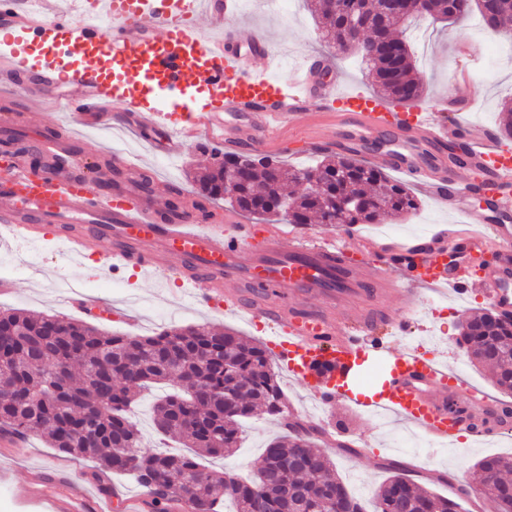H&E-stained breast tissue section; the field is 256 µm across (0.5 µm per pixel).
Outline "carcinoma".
I'll return each mask as SVG.
<instances>
[{
	"label": "carcinoma",
	"mask_w": 512,
	"mask_h": 512,
	"mask_svg": "<svg viewBox=\"0 0 512 512\" xmlns=\"http://www.w3.org/2000/svg\"><path fill=\"white\" fill-rule=\"evenodd\" d=\"M387 0H318L315 17L326 38L342 53L361 56L372 67L384 98L413 105L423 87L412 76L406 18L386 11ZM428 15L454 17L451 0H429ZM362 15L364 39H351L345 22ZM240 175L237 192L224 194V171ZM304 192L288 194V183ZM202 200L168 202L171 215L190 206L204 220L206 203L224 200L250 215L286 214L290 224H323L335 210L341 224H380L419 208L404 183L380 167L351 157L321 159L300 169L226 152L198 178ZM460 346L474 361L493 367L498 390L512 395V313L487 311L461 323ZM168 384L172 392L154 406L158 431L178 439L187 452L161 453L143 444L128 408L144 389ZM264 412L285 419L286 432L267 444L263 463L248 480L209 470L201 460L230 455L238 448L245 420ZM512 419V404L496 402L473 416L492 429ZM0 433L42 435L49 447L73 461L94 463L91 476L131 474L145 489L149 512H220L231 501L235 512H460V503L422 490L404 462L389 460V476L368 502L352 495L332 469L326 449L311 429L288 421V404L272 371L267 348L230 329L210 325L172 327L153 336L113 334L92 322L65 320L0 308ZM495 505L512 512V459L487 456L477 462L470 484Z\"/></svg>",
	"instance_id": "carcinoma-1"
}]
</instances>
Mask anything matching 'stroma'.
I'll return each mask as SVG.
<instances>
[{"instance_id":"stroma-1","label":"stroma","mask_w":512,"mask_h":512,"mask_svg":"<svg viewBox=\"0 0 512 512\" xmlns=\"http://www.w3.org/2000/svg\"><path fill=\"white\" fill-rule=\"evenodd\" d=\"M244 23L273 41L277 54V64L272 69L275 76H288L305 59L315 57L327 69L326 83L344 90L376 94L368 67L362 66L354 56L337 58L304 0H287L281 12L268 8L262 0H252L251 4L243 5L241 13L226 20L230 27ZM406 35L414 50L416 75L424 86L423 104H432L444 97L456 75L465 71L470 77L473 97L466 119L497 128L503 103L512 99V55L496 54L495 34H476L467 26L459 28L443 22L422 21L411 25ZM120 131L132 143L134 154L141 158L143 168L151 176L157 204L161 207L166 205L175 186L182 188L185 199H192L194 184L189 172L193 166L209 165L210 151L218 146L217 141L200 135L184 142L179 154L160 156L153 145L162 140L161 132L140 133L125 125ZM71 144L77 156L90 165L100 167L112 158L113 140L109 132L81 127L72 136ZM256 153L299 166L310 165L326 156H338L336 115L314 113L279 139L257 147ZM388 174L414 190L420 200L419 208L388 224L351 226V235L386 244H411L426 239L441 226L464 223L463 215L439 206L422 178L393 168ZM40 253L38 270L28 269L25 262L32 254L30 247L16 238L0 239V262L13 265L12 272L4 276L11 290L0 293V307L54 314L65 319L82 318V310L64 309L59 300L57 284L65 279L78 283V294L83 302L100 301L101 306L93 310L91 320L107 331L146 336L168 327L210 324L237 330L261 342L270 334L268 328L219 315L181 299L176 278L161 282L131 269L115 271L93 265L87 257L72 261L61 253L54 240L46 241ZM487 306V300L476 287L461 299L425 302L420 325H407L403 333L395 335L394 344L400 347L424 335L434 337L432 350L436 356L448 366L459 368L466 381L489 398L500 399L490 370L473 362L458 343L461 319ZM320 424L330 432L347 435L353 442L369 437L370 452L366 457L352 459L336 451L330 454L335 471L357 497L369 499L371 491L386 477L382 462L393 458L406 462L410 477L420 487L459 499L463 512H493L489 501L459 496L458 488L463 485L469 469L491 452L470 434H459L447 447L437 449L434 458L424 459L416 450H390L393 436L408 430L407 424L400 420H393L390 427L381 430L354 407L338 402L327 406ZM282 433L278 421L256 415L246 422L235 453L206 459L205 464L219 472L251 474L260 467L267 443ZM26 443L20 455L0 447V512H47L46 505L29 498V477L36 471L53 482L72 478L91 498L101 497L100 488L90 477L91 462L73 463L67 471L58 467L59 453L49 448L43 438L31 435ZM428 469L435 471V478L425 477Z\"/></svg>"}]
</instances>
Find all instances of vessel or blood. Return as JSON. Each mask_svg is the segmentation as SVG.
<instances>
[{
	"mask_svg": "<svg viewBox=\"0 0 512 512\" xmlns=\"http://www.w3.org/2000/svg\"><path fill=\"white\" fill-rule=\"evenodd\" d=\"M94 21L63 0H0V124L23 123L27 111L47 104L56 111H84L81 125L99 124L108 101L137 113L176 119L165 155L199 132L225 144L264 143L278 127H292L307 112L332 109L354 149L368 160L431 180L439 204L471 216L469 184L458 182L444 145L465 147L460 166L478 173L488 211H512V145L495 140L483 125L448 121L438 106L401 109L363 92L322 88L314 61L287 79L267 71L273 43L252 27L224 26L238 0H95ZM210 33H203V26ZM40 47L31 55L26 43ZM112 53L119 71L106 76L70 63L73 50ZM263 69H256V62ZM48 165L28 168L21 157L0 163V229L40 246L58 236L67 256L98 252L102 262L133 264L156 274L168 259L182 261L187 297L272 328L268 340L292 382L314 385L324 403L378 407L400 416L435 443L467 431L465 412L483 407L474 387L415 348H394L390 336L420 312L418 296L457 297L482 288L492 306L512 310V225L488 233L440 231L427 241L354 244L348 234L323 239L266 225L196 224L187 214L159 221L153 194L138 190V162L118 156L119 176L84 174L62 137L43 142ZM498 250L494 266L470 269L449 263L452 248L485 243ZM287 286L288 297L270 301L259 286ZM315 301L312 309L304 301ZM346 311L336 321L331 308ZM31 493L53 512H112V502L81 490H51L33 475Z\"/></svg>",
	"mask_w": 512,
	"mask_h": 512,
	"instance_id": "b4317fda",
	"label": "vessel or blood"
}]
</instances>
